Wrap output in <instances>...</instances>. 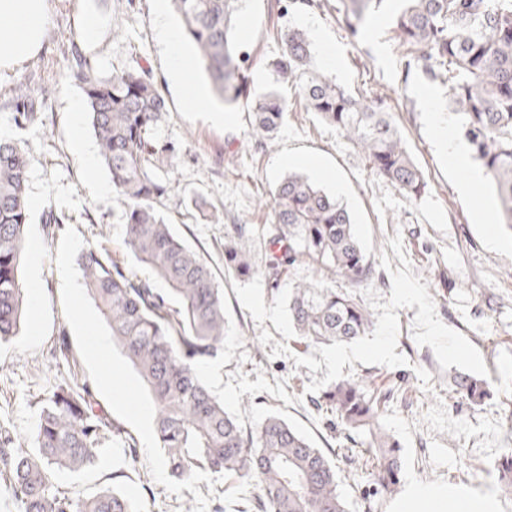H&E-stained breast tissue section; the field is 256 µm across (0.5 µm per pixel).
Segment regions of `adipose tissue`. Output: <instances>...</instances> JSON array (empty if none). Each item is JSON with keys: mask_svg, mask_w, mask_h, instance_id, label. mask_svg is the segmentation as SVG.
Instances as JSON below:
<instances>
[{"mask_svg": "<svg viewBox=\"0 0 512 512\" xmlns=\"http://www.w3.org/2000/svg\"><path fill=\"white\" fill-rule=\"evenodd\" d=\"M154 23L158 39L165 45L169 75L190 83L195 68L183 47L179 30L170 20L167 0H154ZM48 27L46 0H0V66H19L42 48ZM397 512H494L485 496L415 488L398 504Z\"/></svg>", "mask_w": 512, "mask_h": 512, "instance_id": "adipose-tissue-1", "label": "adipose tissue"}]
</instances>
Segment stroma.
<instances>
[{"label": "stroma", "mask_w": 512, "mask_h": 512, "mask_svg": "<svg viewBox=\"0 0 512 512\" xmlns=\"http://www.w3.org/2000/svg\"><path fill=\"white\" fill-rule=\"evenodd\" d=\"M295 8L288 0H243L236 39L247 53L255 94L277 90L288 118L264 148L249 136L251 102L227 107L215 123L168 76V61L154 22V0H47L50 19L40 53L17 67L0 68V132L19 133L29 144L31 200L22 285L36 283L38 307L29 308L20 333L0 346V426L29 437L38 402L55 385L74 379L89 387L96 409L134 438L135 451L108 443L98 465L76 474L56 473L60 490L87 496L105 487L129 495L139 512H236L251 496L250 482L200 474L173 479L155 435L137 414L153 411L149 394L120 350L106 361L90 354L94 337L109 328L84 286L80 255L95 246L119 256L138 277L147 272L124 250L120 203L104 193V167L88 174L74 145L96 138L89 115L74 117L72 99L84 98L71 79L77 56L103 77L146 69L157 79L167 112L156 130L174 144L168 177L172 190L163 212L176 233L221 279L227 321L224 347L202 365L201 376L227 412L257 428L279 414L317 447L335 452L343 430L332 414L312 404L330 384L374 377L392 391L381 423L401 445L403 468L395 493L377 498L374 512H396L409 486L467 490L493 497L495 512H512V497L499 494L497 464L512 448V226L503 217L475 218L480 201L498 206L491 187L461 190L468 172L449 164L436 129L458 133L445 91L421 68L404 70L405 48L393 30L399 0H384L359 33L335 10ZM96 25L93 43L80 42L85 19ZM307 31L316 60L337 84L367 89L387 99L392 119L423 172L427 187L413 201L369 169L363 155L335 127L307 112L291 83L275 81L268 62L280 51L277 31ZM25 83L42 107L16 129V83ZM318 158L334 181L315 183L337 193L355 221L372 274L351 284L370 313V332L350 342L300 346L285 302L294 283L311 278L300 265L277 290L261 276L224 275V237L247 224L260 234L270 223L260 204L285 175H309L304 158ZM64 213L46 224V211ZM465 374L482 382L486 397L474 406L452 390Z\"/></svg>", "instance_id": "35a3bbf8"}]
</instances>
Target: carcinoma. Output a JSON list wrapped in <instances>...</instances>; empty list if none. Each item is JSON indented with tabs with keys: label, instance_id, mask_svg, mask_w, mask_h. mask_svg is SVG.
<instances>
[{
	"label": "carcinoma",
	"instance_id": "1",
	"mask_svg": "<svg viewBox=\"0 0 512 512\" xmlns=\"http://www.w3.org/2000/svg\"><path fill=\"white\" fill-rule=\"evenodd\" d=\"M173 2L218 98L226 105L246 98L244 61L234 40L241 0ZM381 3L339 0L338 12L356 31ZM394 28L413 53L406 69L421 59L429 62L427 78L445 89L472 155L486 169L512 224V0H406ZM280 42L279 55L269 62L278 79L295 82L308 111L336 127L373 173L409 198L420 196L423 173L385 100L368 90L352 94L328 78L304 31L289 29ZM73 77L86 95L100 158L121 205L124 245L149 274L139 279L119 257L89 247L81 255L85 285L154 402L155 433L172 476L247 479L257 493L242 512H348L338 472L323 449L276 414L247 430L200 376L198 365L224 345V289L160 212L171 190L160 173L169 167L174 147L153 138L167 112L157 81L145 70L105 78L86 61ZM14 93L23 107L17 123L34 121L39 101L23 82ZM287 114V103L274 90L255 102L249 124L257 146L273 139ZM27 183L25 141L0 134V344L18 335L25 316L18 271L29 222ZM264 204L271 213L262 232L270 259L261 265L253 260L249 229L239 224L224 239V275L258 274L274 290L283 274L310 265L320 278L296 282L288 298L298 342L332 344L366 335L371 315L352 294L327 286L337 277L358 283L370 274L347 208L299 174L280 179ZM153 279L167 286V294L152 287ZM454 391L473 404L485 395L478 380L463 375L454 378ZM390 395L356 378L335 382L313 400L344 429L365 435L362 448L346 449L348 459L371 472L376 489L385 493L400 484L402 467L399 443L379 423ZM119 436V427L94 411L87 387L60 383L40 400L31 437L15 440L0 433V476L10 482L21 512H137L114 488L80 498L54 482L58 469L82 473L95 467L103 446ZM500 482L511 497L512 450L500 464Z\"/></svg>",
	"mask_w": 512,
	"mask_h": 512
}]
</instances>
